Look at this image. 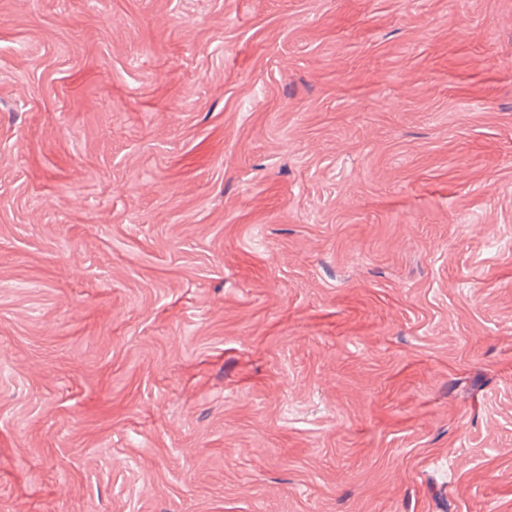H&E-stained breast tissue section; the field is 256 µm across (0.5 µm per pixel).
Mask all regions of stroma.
I'll use <instances>...</instances> for the list:
<instances>
[{"label":"stroma","instance_id":"obj_1","mask_svg":"<svg viewBox=\"0 0 512 512\" xmlns=\"http://www.w3.org/2000/svg\"><path fill=\"white\" fill-rule=\"evenodd\" d=\"M0 512H512V0H0Z\"/></svg>","mask_w":512,"mask_h":512}]
</instances>
